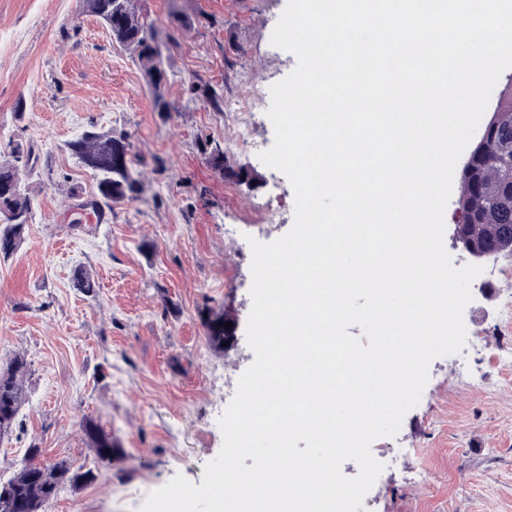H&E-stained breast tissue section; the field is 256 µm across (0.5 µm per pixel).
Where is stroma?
Wrapping results in <instances>:
<instances>
[{"mask_svg":"<svg viewBox=\"0 0 512 512\" xmlns=\"http://www.w3.org/2000/svg\"><path fill=\"white\" fill-rule=\"evenodd\" d=\"M287 0H137L164 47L167 112L133 55L112 43L82 0H0V139L33 146L22 178L33 204L25 241L0 257V366L29 364L28 400L0 437V478L24 464L29 445L43 462L66 459L94 482L63 488L50 512H140L176 475L201 484L219 454L225 382L255 355L245 323L252 306L247 236L270 243L294 220L288 179L259 158L275 138L271 86L297 65L271 45ZM219 87L213 106L189 83ZM249 113L256 147L236 144V111ZM128 133L143 173L137 199L102 222L72 229L77 200L96 182L67 144L84 130ZM220 142L224 163L249 167L248 186L222 177L201 150ZM163 159L156 167L155 159ZM76 187L66 197L56 182ZM94 293L73 286L76 268ZM500 277L473 288L467 337L482 349L467 367L435 359L416 407L396 437L371 451L384 469L365 512H512V256L484 261ZM233 310L241 324L227 351L211 350L201 313ZM97 421L124 448L99 461L82 432Z\"/></svg>","mask_w":512,"mask_h":512,"instance_id":"obj_1","label":"stroma"}]
</instances>
